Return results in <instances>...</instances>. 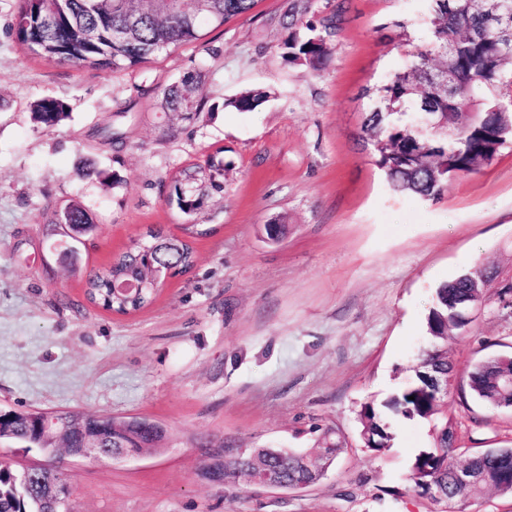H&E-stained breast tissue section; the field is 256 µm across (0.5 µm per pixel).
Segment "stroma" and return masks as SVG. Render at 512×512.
Instances as JSON below:
<instances>
[{
	"label": "stroma",
	"mask_w": 512,
	"mask_h": 512,
	"mask_svg": "<svg viewBox=\"0 0 512 512\" xmlns=\"http://www.w3.org/2000/svg\"><path fill=\"white\" fill-rule=\"evenodd\" d=\"M287 3L258 0L203 43L115 72L30 54L7 31L16 0H0V408L167 430L163 447L116 464L0 444L1 463L60 469L72 512H435L409 480L431 424L387 414L392 440L376 455L357 414L411 381L430 347L436 289L479 265L497 270L498 285L448 338L456 378L446 407L460 454L512 448V408L460 394L473 364L512 351V307L497 291L512 282V149L441 199L395 192L363 136L365 91L408 65L404 42L424 39L425 0H311L310 19L338 17L316 74L282 58ZM191 69L203 70L198 94L215 111L167 123L158 89ZM248 89L268 102L225 107ZM46 96L69 107L51 130L31 113ZM216 153L224 192L198 217L216 232L191 239L193 268L139 311L91 303L88 272L148 229L182 237L188 218L168 199L170 176ZM88 163L121 183L85 177ZM72 200L96 224L75 272L42 218ZM269 224L284 225L279 240ZM329 429L343 450L310 487L228 486L205 473L216 443L313 448Z\"/></svg>",
	"instance_id": "35a3bbf8"
}]
</instances>
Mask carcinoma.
Returning <instances> with one entry per match:
<instances>
[{
    "mask_svg": "<svg viewBox=\"0 0 512 512\" xmlns=\"http://www.w3.org/2000/svg\"><path fill=\"white\" fill-rule=\"evenodd\" d=\"M425 17L429 39L409 51L408 66L383 85L366 90L372 100L363 132L377 165L393 190L427 200L439 198L449 183L477 174L512 147V51L501 48L499 23L483 0H427ZM256 0H207L194 10L192 0H141L135 14L123 10L120 0H18L11 26L16 41L31 54L73 67L116 70L135 69L151 58L184 44L200 42L208 29L252 12ZM310 0H293L281 25L287 32L281 43L282 58L290 65L317 73L326 65L327 38L335 33L334 18L303 20ZM131 29V39L112 34ZM452 57L456 83L452 94L438 92L429 75L438 57ZM204 74L188 71L160 89L162 108L171 119L193 120L204 112L195 99ZM482 89L481 97L474 95ZM268 100L261 90H248L224 101V106L252 111ZM34 120L46 128L68 115V106L53 97L33 102ZM224 161L210 156L205 164L182 169L172 178L170 196L180 211L191 217L207 205L213 194L224 192L220 180ZM45 224L62 236L76 232L87 237L94 230L88 211L77 201L46 208ZM190 245L167 237L162 229L134 243L119 254L110 267L86 281L88 299L103 308L126 314L150 304L164 279L193 267ZM135 281L138 290L115 295L113 285ZM495 280V272L477 267L439 286L427 317L432 347L415 369V377L383 406L366 403L359 412L361 435L368 450L382 453L391 436L385 420L390 411L407 420L433 423L431 446L416 454L410 479L417 494L434 504L462 502L493 490L512 496V456L474 453L460 460L452 450L454 424L446 412V395L435 396L433 378L449 377L454 366L446 342L453 331L467 326L460 313L467 301L483 298ZM512 376V355H493L476 363L466 375L470 395L488 408L512 406V394L501 382ZM14 442L29 445L34 437L29 420H16ZM167 430L146 419H133L126 441L136 448L151 449ZM342 446L332 432L320 445L304 453L285 448H253L236 451L222 464L224 483L251 481L265 471L279 473L290 488L309 486L332 465ZM467 463L474 483L460 488L454 472ZM34 489L17 480V472L0 464V512H29L34 508Z\"/></svg>",
    "mask_w": 512,
    "mask_h": 512,
    "instance_id": "carcinoma-1",
    "label": "carcinoma"
}]
</instances>
